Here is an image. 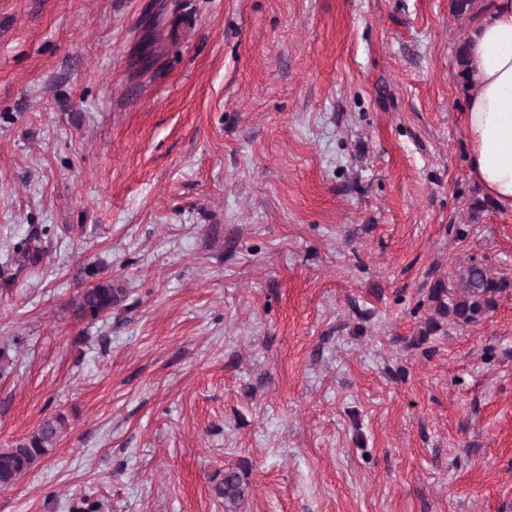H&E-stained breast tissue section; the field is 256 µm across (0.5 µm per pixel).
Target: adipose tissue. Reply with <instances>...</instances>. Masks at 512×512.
<instances>
[{
    "label": "adipose tissue",
    "instance_id": "1",
    "mask_svg": "<svg viewBox=\"0 0 512 512\" xmlns=\"http://www.w3.org/2000/svg\"><path fill=\"white\" fill-rule=\"evenodd\" d=\"M467 86L470 174L498 207L512 211V0H495L473 25Z\"/></svg>",
    "mask_w": 512,
    "mask_h": 512
}]
</instances>
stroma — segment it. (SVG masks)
I'll list each match as a JSON object with an SVG mask.
<instances>
[{"label": "stroma", "instance_id": "obj_1", "mask_svg": "<svg viewBox=\"0 0 512 512\" xmlns=\"http://www.w3.org/2000/svg\"><path fill=\"white\" fill-rule=\"evenodd\" d=\"M449 5L0 0V512H512V293L411 344L512 278ZM510 290L511 279L495 276L479 263L467 266L454 288H448L440 278L434 280L427 292L431 314L419 330V339L411 344L425 342L446 324L458 329L478 324L496 309L500 297ZM121 288L106 281L96 284L79 295L75 303L76 313L83 318L97 319L112 310L119 298ZM61 419L46 420L24 441L11 448H0V489L14 484L19 477L36 468L53 447ZM215 491L218 497L224 498L226 511H230L229 507H232L234 510L231 511L235 512L236 506H238L244 498L240 474L237 471L225 472L223 481L216 487Z\"/></svg>", "mask_w": 512, "mask_h": 512}]
</instances>
